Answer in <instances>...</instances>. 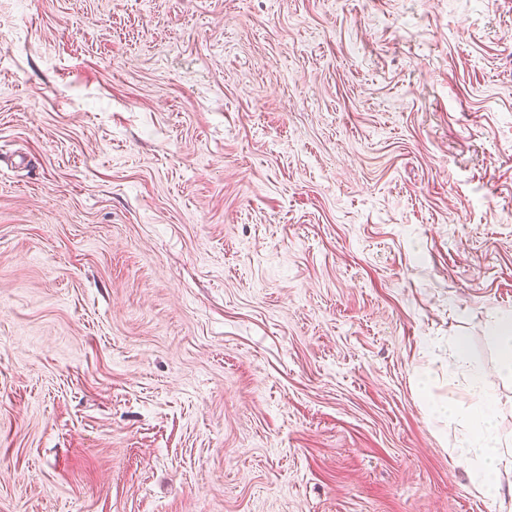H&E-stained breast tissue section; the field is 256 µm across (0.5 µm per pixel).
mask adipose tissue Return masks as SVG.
Segmentation results:
<instances>
[{"instance_id":"obj_1","label":"adipose tissue","mask_w":512,"mask_h":512,"mask_svg":"<svg viewBox=\"0 0 512 512\" xmlns=\"http://www.w3.org/2000/svg\"><path fill=\"white\" fill-rule=\"evenodd\" d=\"M470 377L478 395L466 412L444 404L432 405L429 412L436 421L456 423L465 428L466 437L463 446L457 450L456 460L472 472L474 483L482 495L494 502L504 496L496 475L503 470H512V450L503 449L491 434L488 410L495 405L496 399L482 391L481 372H471Z\"/></svg>"}]
</instances>
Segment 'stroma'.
<instances>
[{"instance_id":"obj_1","label":"stroma","mask_w":512,"mask_h":512,"mask_svg":"<svg viewBox=\"0 0 512 512\" xmlns=\"http://www.w3.org/2000/svg\"><path fill=\"white\" fill-rule=\"evenodd\" d=\"M512 0H0V512H491ZM469 372L473 387L480 389L475 402L464 413L447 404L434 403L429 409L430 416L438 422L457 423L465 428L464 446L456 448L457 462L472 472L474 484L485 498L503 502L502 486L493 476L502 469L512 470V450L501 448L500 441L491 435L487 411L496 405V399L482 390L481 372Z\"/></svg>"}]
</instances>
